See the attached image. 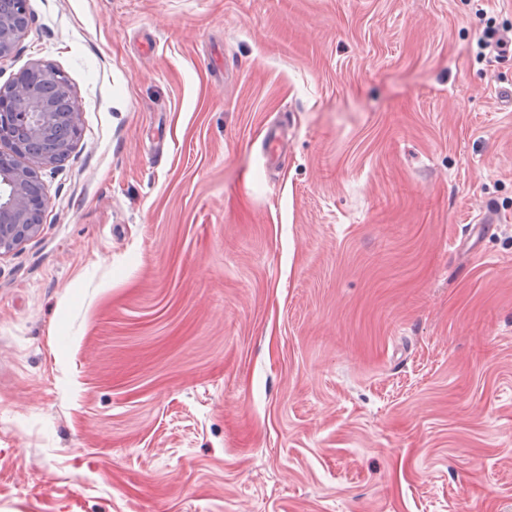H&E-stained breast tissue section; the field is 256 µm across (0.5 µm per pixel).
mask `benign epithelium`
I'll use <instances>...</instances> for the list:
<instances>
[{"label": "benign epithelium", "instance_id": "benign-epithelium-1", "mask_svg": "<svg viewBox=\"0 0 512 512\" xmlns=\"http://www.w3.org/2000/svg\"><path fill=\"white\" fill-rule=\"evenodd\" d=\"M30 20L29 0H0V64ZM78 115L67 78L50 66L34 64L0 87V255L39 231L47 198L34 190L38 169L71 152Z\"/></svg>", "mask_w": 512, "mask_h": 512}]
</instances>
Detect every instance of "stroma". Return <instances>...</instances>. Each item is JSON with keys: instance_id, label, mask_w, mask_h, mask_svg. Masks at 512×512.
Instances as JSON below:
<instances>
[{"instance_id": "stroma-1", "label": "stroma", "mask_w": 512, "mask_h": 512, "mask_svg": "<svg viewBox=\"0 0 512 512\" xmlns=\"http://www.w3.org/2000/svg\"><path fill=\"white\" fill-rule=\"evenodd\" d=\"M29 5L0 512H512V0ZM78 115L67 78L50 66L33 64L0 87V144L9 150L0 151V255L39 231L47 198L34 190L38 169L71 152Z\"/></svg>"}]
</instances>
